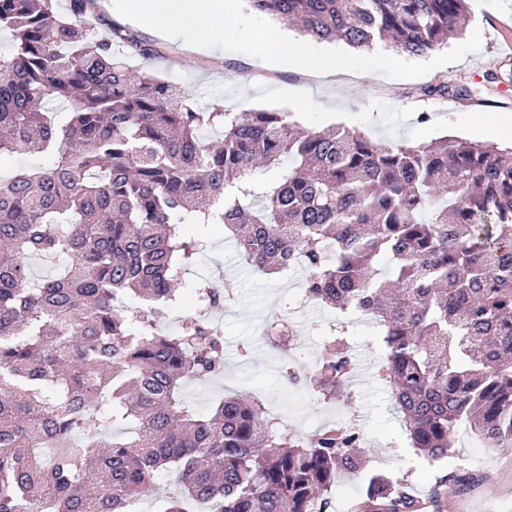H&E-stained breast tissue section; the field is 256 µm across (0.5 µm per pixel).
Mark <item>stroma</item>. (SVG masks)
<instances>
[{
    "label": "stroma",
    "mask_w": 512,
    "mask_h": 512,
    "mask_svg": "<svg viewBox=\"0 0 512 512\" xmlns=\"http://www.w3.org/2000/svg\"><path fill=\"white\" fill-rule=\"evenodd\" d=\"M462 35L432 51L430 57L397 56L383 49L370 55L372 77H360L353 67L337 69L326 78H309L283 69L255 80L256 60L264 44L247 26L232 32L219 57H184L175 43H166L165 57L143 62L128 60V69L143 66L184 88L202 106L223 105L229 112L269 109L287 113L290 121L320 129L342 124L375 140L393 143L424 142L459 137L497 147L512 139L490 125L489 114H512V0H470ZM509 73V80L485 86L488 72ZM478 88L469 100L439 102L420 97L422 87L441 77ZM431 113L422 123L419 113ZM187 232L203 241V252L186 273V281L208 278L216 284L234 280L239 290L216 316L224 336V375L214 381L195 382L185 389L200 408H207L224 391L253 395L277 413H287L288 425L308 437L330 424L352 425L365 441L368 471L406 478L417 495H424L436 476L447 473L458 459L468 468L486 474V481L448 499L443 512H512V448L475 452L476 438L466 429L456 433L452 457L428 468L408 448L400 415L391 392L379 376L382 351L376 327L365 317L353 319L348 339L357 376L351 395L336 402L317 401L309 384L289 385L281 373V354L259 329L271 315L290 316L299 330L294 351L297 364L312 368L318 358L323 331L334 323L335 310L302 302L304 268L276 274L254 271L237 247L226 239L220 224H190Z\"/></svg>",
    "instance_id": "stroma-1"
}]
</instances>
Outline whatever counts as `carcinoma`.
<instances>
[{"label":"carcinoma","instance_id":"obj_1","mask_svg":"<svg viewBox=\"0 0 512 512\" xmlns=\"http://www.w3.org/2000/svg\"><path fill=\"white\" fill-rule=\"evenodd\" d=\"M321 40L423 56L465 29L467 0H249ZM91 0H0V512H325L336 476L364 466L359 431L303 438L262 400L219 397L200 412L191 381L224 373V337L194 318L162 332L198 243L222 224L266 274L307 272L306 296L339 315L314 392L349 388L345 321L378 327L380 373L408 445L451 455L465 425L512 447V157L464 139L394 144L288 113L200 108L150 71L160 55ZM428 99H467L442 79ZM49 101L68 105L61 124ZM46 153L48 167L18 158ZM292 165L274 183L266 170ZM62 264L35 279L29 260ZM221 309L238 285L193 283ZM180 486L162 496L156 474ZM482 477L450 471L419 499L375 473L350 512H441Z\"/></svg>","mask_w":512,"mask_h":512}]
</instances>
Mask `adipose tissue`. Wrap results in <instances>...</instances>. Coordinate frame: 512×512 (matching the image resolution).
<instances>
[{
	"instance_id": "adipose-tissue-1",
	"label": "adipose tissue",
	"mask_w": 512,
	"mask_h": 512,
	"mask_svg": "<svg viewBox=\"0 0 512 512\" xmlns=\"http://www.w3.org/2000/svg\"><path fill=\"white\" fill-rule=\"evenodd\" d=\"M98 5L115 19L146 27L158 38L181 41L192 53L221 51L225 35L245 21L267 47L258 61L261 67L290 65L317 77L334 72L340 62L339 56L323 49L298 52L294 34L271 28L261 16L246 15V0H98Z\"/></svg>"
}]
</instances>
